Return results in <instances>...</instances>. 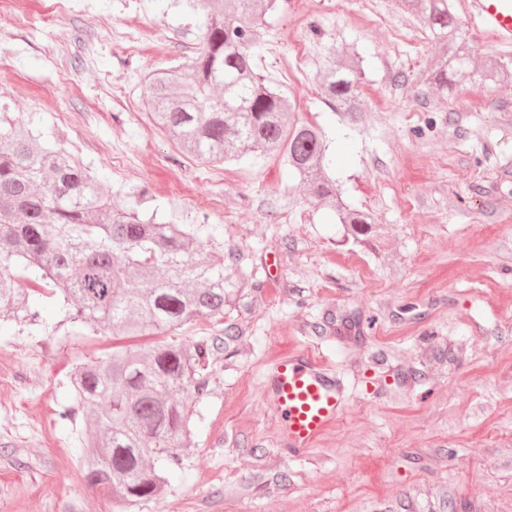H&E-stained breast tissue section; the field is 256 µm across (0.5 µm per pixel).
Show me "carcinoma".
I'll use <instances>...</instances> for the list:
<instances>
[{
    "instance_id": "cac0c4a2",
    "label": "carcinoma",
    "mask_w": 512,
    "mask_h": 512,
    "mask_svg": "<svg viewBox=\"0 0 512 512\" xmlns=\"http://www.w3.org/2000/svg\"><path fill=\"white\" fill-rule=\"evenodd\" d=\"M437 42L449 44L458 24L449 0H403ZM201 17L199 47L177 67L152 71L144 102L153 125L204 163L277 152L315 197L329 202L357 243L369 214L346 208L326 174L324 134L291 119L289 101L252 68L259 18L275 0H187ZM456 46L438 64L435 83L468 66ZM481 80L512 71L488 64ZM323 87L336 111H361L356 68L335 64ZM49 290L62 312L55 324L80 322L127 336H158L198 318L221 316L230 299L224 267L198 233L158 223L112 203L77 162L44 145L0 105V317L38 324L37 302ZM213 344H157L92 358L74 369L82 412L81 467L89 487L134 506L157 495L177 448L190 437L192 401L204 395Z\"/></svg>"
}]
</instances>
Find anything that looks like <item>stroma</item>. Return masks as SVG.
<instances>
[{
  "label": "stroma",
  "instance_id": "35a3bbf8",
  "mask_svg": "<svg viewBox=\"0 0 512 512\" xmlns=\"http://www.w3.org/2000/svg\"><path fill=\"white\" fill-rule=\"evenodd\" d=\"M468 72L441 90V55L397 42L421 31L402 0H280L259 21L255 70L323 129L327 173L344 204L373 222L348 241L277 155L205 168L151 125L143 78L178 65L199 39L186 0H89L52 28L0 31V100L73 155L113 203L202 226L232 293L220 317L161 336L215 350L182 463L163 491L133 507L90 489L80 467L82 419L71 405L80 362L150 337L59 325H0V512H512V80L485 83L501 44L452 0ZM138 22V49L115 29ZM305 62L289 70L296 50ZM359 60L365 112L342 122L320 81L326 65ZM135 170L114 168L106 144ZM321 351L345 377L340 419L307 454L277 442L263 392L272 363Z\"/></svg>",
  "mask_w": 512,
  "mask_h": 512
}]
</instances>
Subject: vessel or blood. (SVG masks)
I'll list each match as a JSON object with an SVG mask.
<instances>
[{"instance_id":"vessel-or-blood-1","label":"vessel or blood","mask_w":512,"mask_h":512,"mask_svg":"<svg viewBox=\"0 0 512 512\" xmlns=\"http://www.w3.org/2000/svg\"><path fill=\"white\" fill-rule=\"evenodd\" d=\"M471 17L501 43L512 42V0H472ZM264 393L278 420V445L298 458L339 420L346 387L322 353L304 349L274 363Z\"/></svg>"}]
</instances>
